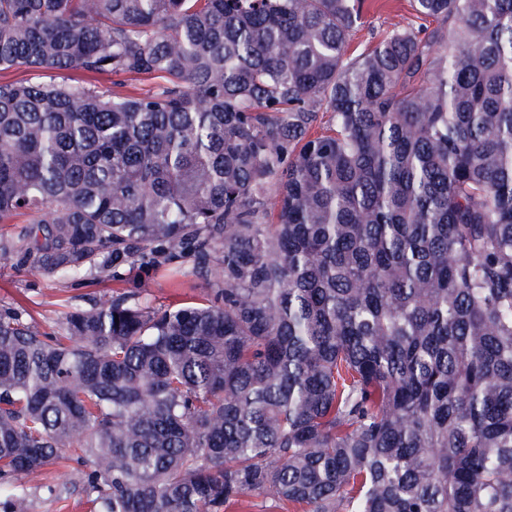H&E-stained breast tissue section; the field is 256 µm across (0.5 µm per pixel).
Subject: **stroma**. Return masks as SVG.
<instances>
[{"mask_svg":"<svg viewBox=\"0 0 512 512\" xmlns=\"http://www.w3.org/2000/svg\"><path fill=\"white\" fill-rule=\"evenodd\" d=\"M363 17L364 25L349 46L350 52L356 54L387 36L395 27L413 20L409 0H364ZM191 266V258L183 257L148 268L138 264L125 266L118 281L105 273L73 282L0 264V307L17 308L25 316L33 317L42 330L54 334L60 329L64 312L110 301L119 292L137 290L144 281L150 284L146 300L152 307L163 309L195 301L205 294L207 284L191 274ZM80 472V466L73 462L48 467L23 503L24 512H89L77 499L60 502L48 493L50 486L77 481Z\"/></svg>","mask_w":512,"mask_h":512,"instance_id":"stroma-1","label":"stroma"}]
</instances>
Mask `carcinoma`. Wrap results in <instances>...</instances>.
<instances>
[{
  "mask_svg": "<svg viewBox=\"0 0 512 512\" xmlns=\"http://www.w3.org/2000/svg\"><path fill=\"white\" fill-rule=\"evenodd\" d=\"M0 0V264L60 278L177 255L64 314L0 308V512H512V0ZM330 132L313 134L319 112ZM364 26L353 36L349 50L358 54L387 36L395 27L414 20L409 0H363ZM82 467L74 462H67L58 466H49L46 472L33 487L23 503V512H90L89 509L77 499L59 502L51 498L46 487L57 485L62 481L75 482L80 477Z\"/></svg>",
  "mask_w": 512,
  "mask_h": 512,
  "instance_id": "carcinoma-1",
  "label": "carcinoma"
}]
</instances>
